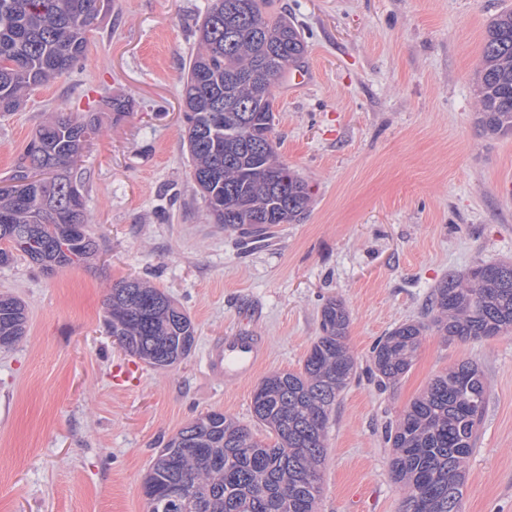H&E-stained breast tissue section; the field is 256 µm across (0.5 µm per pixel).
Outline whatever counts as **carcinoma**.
I'll use <instances>...</instances> for the list:
<instances>
[{
    "instance_id": "obj_1",
    "label": "carcinoma",
    "mask_w": 512,
    "mask_h": 512,
    "mask_svg": "<svg viewBox=\"0 0 512 512\" xmlns=\"http://www.w3.org/2000/svg\"><path fill=\"white\" fill-rule=\"evenodd\" d=\"M112 0H0V112H17L40 87L84 57ZM272 0H211L198 26V48L185 65L184 104L191 177L215 223L254 240L278 224L305 218L307 182L279 161L273 86L304 63L300 27ZM485 135H512V9L488 24L480 61ZM103 105L118 122L132 102ZM103 113L56 112L34 131L14 173L0 182V264L21 255L46 270L93 261L84 185L75 175ZM105 327L120 347L156 369L187 359L195 345L190 317L159 288L138 278L112 286ZM344 305L321 309L320 336L301 368L265 377L252 409L274 441L255 437L222 412L201 415L156 455L143 482L147 512H318L326 430L336 401L356 372L347 345ZM20 299L0 294V348L25 335ZM430 328L448 340L478 341L512 333V263H485L448 275L434 288L424 317L394 328L373 348L378 383L412 368ZM488 399L483 372L469 361L434 378L389 427L391 470L405 490V512H462L465 463ZM182 483L191 498L166 507Z\"/></svg>"
}]
</instances>
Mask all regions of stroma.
Instances as JSON below:
<instances>
[{
  "label": "stroma",
  "instance_id": "1",
  "mask_svg": "<svg viewBox=\"0 0 512 512\" xmlns=\"http://www.w3.org/2000/svg\"><path fill=\"white\" fill-rule=\"evenodd\" d=\"M207 4L114 0L77 66L0 114L1 180L48 113L133 102L78 166L96 260L0 264V293L28 316L25 336L0 349V512H147L153 458L207 412L267 438L252 392L299 369L331 299L350 313L357 368L330 420L319 512H403L386 426L464 360L483 371L488 400L462 512H512V334L452 342L430 330L398 383L372 372L374 344L422 318L449 273L512 261V136L476 125L485 31L512 0H274L308 42L309 81L282 78L273 93L277 152L312 203L265 244L215 223L191 177L180 92ZM129 278L169 294L197 335L187 360L139 364L117 389L112 369L132 357L107 333L104 303ZM238 333L265 355L227 383L206 357Z\"/></svg>",
  "mask_w": 512,
  "mask_h": 512
}]
</instances>
